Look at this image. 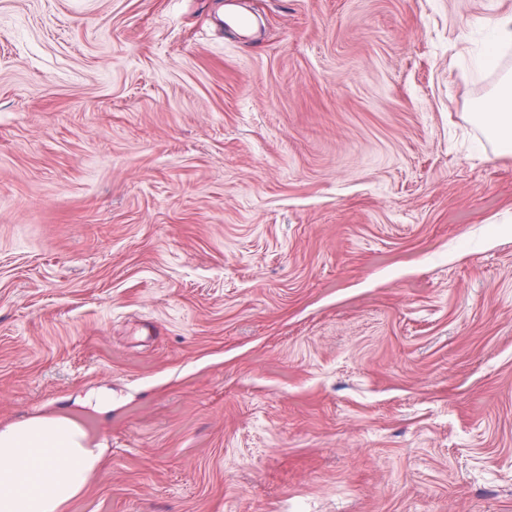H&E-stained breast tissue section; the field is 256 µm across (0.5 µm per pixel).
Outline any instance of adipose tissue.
<instances>
[{"label":"adipose tissue","instance_id":"adipose-tissue-1","mask_svg":"<svg viewBox=\"0 0 512 512\" xmlns=\"http://www.w3.org/2000/svg\"><path fill=\"white\" fill-rule=\"evenodd\" d=\"M491 48L476 61L497 72L512 47V16L487 20ZM476 121L503 151L512 150V77L482 106ZM104 450L72 414L37 418L0 429V512H60L87 485Z\"/></svg>","mask_w":512,"mask_h":512}]
</instances>
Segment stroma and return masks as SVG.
Wrapping results in <instances>:
<instances>
[{"label": "stroma", "instance_id": "35a3bbf8", "mask_svg": "<svg viewBox=\"0 0 512 512\" xmlns=\"http://www.w3.org/2000/svg\"><path fill=\"white\" fill-rule=\"evenodd\" d=\"M507 14L0 0V428L85 415L61 512H512V154L472 66Z\"/></svg>", "mask_w": 512, "mask_h": 512}]
</instances>
